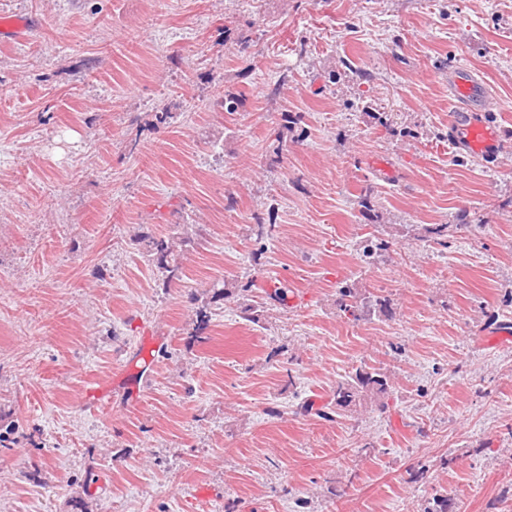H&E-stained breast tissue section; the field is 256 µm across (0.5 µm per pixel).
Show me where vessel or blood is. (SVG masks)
I'll return each instance as SVG.
<instances>
[{
	"mask_svg": "<svg viewBox=\"0 0 512 512\" xmlns=\"http://www.w3.org/2000/svg\"><path fill=\"white\" fill-rule=\"evenodd\" d=\"M453 119L448 139L457 149L495 164L506 139L504 132L484 118L491 111L485 103L482 81L474 71L460 68L448 79Z\"/></svg>",
	"mask_w": 512,
	"mask_h": 512,
	"instance_id": "obj_1",
	"label": "vessel or blood"
}]
</instances>
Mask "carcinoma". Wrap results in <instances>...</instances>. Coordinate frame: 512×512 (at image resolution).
Instances as JSON below:
<instances>
[{"label":"carcinoma","instance_id":"obj_1","mask_svg":"<svg viewBox=\"0 0 512 512\" xmlns=\"http://www.w3.org/2000/svg\"><path fill=\"white\" fill-rule=\"evenodd\" d=\"M141 240L148 242L153 251L156 266L165 276L172 280L179 271L176 242L164 238H151L147 235ZM392 383L388 376L376 368H359L348 379L337 383L331 402L314 410L308 404L301 406L305 413L315 412V415L323 420L330 421L338 410L348 408L362 402H369L380 407L384 406L383 399L389 394Z\"/></svg>","mask_w":512,"mask_h":512}]
</instances>
